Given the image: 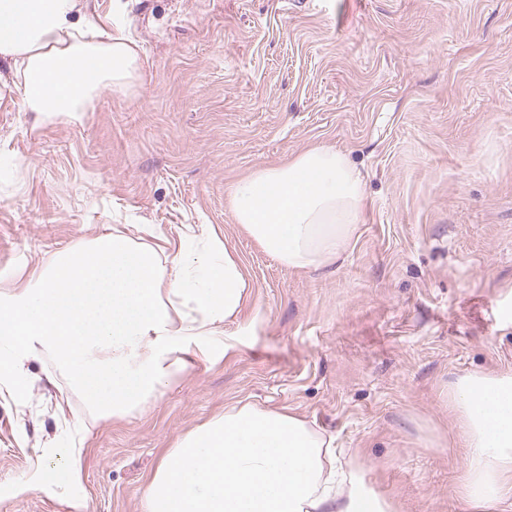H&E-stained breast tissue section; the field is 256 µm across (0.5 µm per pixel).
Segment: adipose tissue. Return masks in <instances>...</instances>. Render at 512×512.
<instances>
[{
    "label": "adipose tissue",
    "instance_id": "adipose-tissue-1",
    "mask_svg": "<svg viewBox=\"0 0 512 512\" xmlns=\"http://www.w3.org/2000/svg\"><path fill=\"white\" fill-rule=\"evenodd\" d=\"M142 80L137 44L98 29L87 0H0V100L74 116L102 92ZM364 188L347 153L311 146L233 185L229 209L261 249L294 270L332 265L360 224ZM120 229L63 249L0 298V375L25 381L48 351L87 405L124 416L151 408L194 360L226 350L248 282L213 238L175 253ZM468 454L461 484L472 512H512V373L479 371L448 386ZM145 512H396L366 468L297 415L236 403L180 439L151 475Z\"/></svg>",
    "mask_w": 512,
    "mask_h": 512
}]
</instances>
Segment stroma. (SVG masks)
I'll return each mask as SVG.
<instances>
[{
	"label": "stroma",
	"instance_id": "stroma-1",
	"mask_svg": "<svg viewBox=\"0 0 512 512\" xmlns=\"http://www.w3.org/2000/svg\"><path fill=\"white\" fill-rule=\"evenodd\" d=\"M145 78L77 118L0 104V296L122 224L210 225L252 288L144 413L92 410L50 355L0 378V512H143L174 442L238 400L305 417L397 512H471L448 385L512 371V0H89ZM321 145L364 180L358 239L291 270L234 224L232 184ZM82 451L78 482L43 466ZM80 468V450L73 448L65 464L47 468L43 472L44 485L57 489H66L74 484Z\"/></svg>",
	"mask_w": 512,
	"mask_h": 512
}]
</instances>
